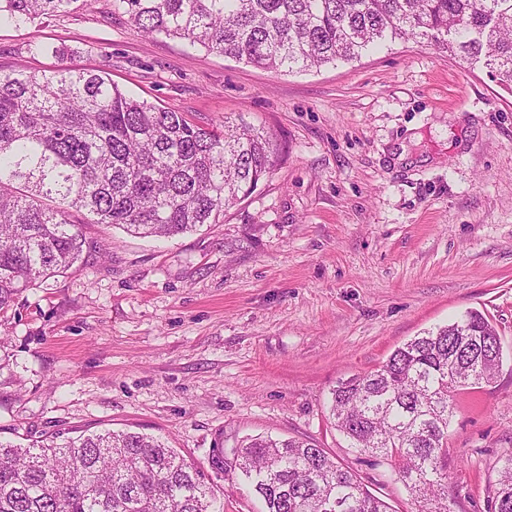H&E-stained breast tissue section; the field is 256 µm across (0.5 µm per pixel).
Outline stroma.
Listing matches in <instances>:
<instances>
[{"instance_id": "1", "label": "stroma", "mask_w": 512, "mask_h": 512, "mask_svg": "<svg viewBox=\"0 0 512 512\" xmlns=\"http://www.w3.org/2000/svg\"><path fill=\"white\" fill-rule=\"evenodd\" d=\"M65 47L64 59L39 45ZM103 70L133 96L207 125L272 132V174L218 223L174 238L83 227L85 264L0 318V438L105 429L161 438L224 512H259L214 449L301 438L391 512H417L391 466L349 448L339 382L465 311L495 326L494 384L459 390L448 428L453 512H490L512 451V92L412 40L351 63L272 72L93 13L0 27V71Z\"/></svg>"}]
</instances>
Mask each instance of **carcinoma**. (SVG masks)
Wrapping results in <instances>:
<instances>
[{
    "instance_id": "carcinoma-1",
    "label": "carcinoma",
    "mask_w": 512,
    "mask_h": 512,
    "mask_svg": "<svg viewBox=\"0 0 512 512\" xmlns=\"http://www.w3.org/2000/svg\"><path fill=\"white\" fill-rule=\"evenodd\" d=\"M98 0H0V23L63 17ZM139 32L277 72L353 62L397 40L428 42L512 89V0H112ZM280 146L243 121L197 125L136 99L108 73L57 66L0 73V313L83 263L84 216L142 237L216 224L272 171ZM499 336L479 312L423 333L332 392L331 417L359 453L394 459L422 512L448 505L453 392L490 384ZM264 512H387L350 467L310 442L254 438L232 463ZM205 474L132 432L60 443L0 440V512H216ZM494 512H512V453Z\"/></svg>"
}]
</instances>
